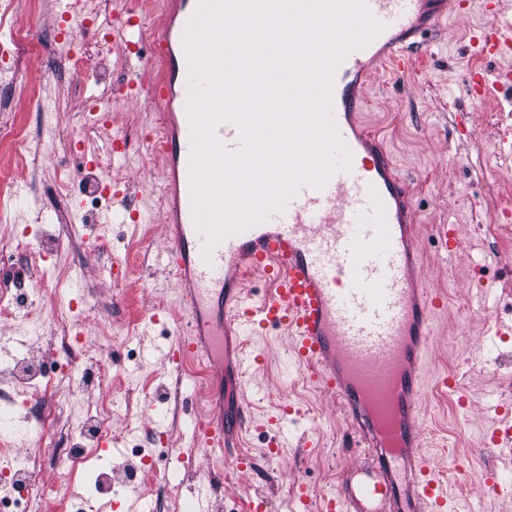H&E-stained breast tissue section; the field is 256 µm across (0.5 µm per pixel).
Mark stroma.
Wrapping results in <instances>:
<instances>
[{
    "mask_svg": "<svg viewBox=\"0 0 512 512\" xmlns=\"http://www.w3.org/2000/svg\"><path fill=\"white\" fill-rule=\"evenodd\" d=\"M484 22L476 8L452 18L411 71L380 72L365 90V119L413 185L419 244L426 255L420 277L446 300L432 326L420 443L440 469L455 465L463 512H512V497L485 492V475L494 462L480 452L496 408L512 404V335L496 344L481 341L486 321L512 325V153L499 143L503 130L512 128V86L482 102L465 84L472 65L490 73L512 65L507 56L473 57L470 36ZM12 38L11 27L0 26V73L51 97L60 139L98 154L97 175L136 186L135 202L146 213L144 223L129 224L107 201L85 206L73 196L55 205L60 175L79 174L80 155L32 144L0 147V175L14 183L10 216L0 221V271L21 279L32 272L9 248L16 237L33 248L54 239L53 250L34 271L41 289L34 313L54 325L70 317L79 349L99 348L105 357L84 397L68 403L62 416L71 421L96 407L112 410L111 441L95 458L71 469L43 456L44 440L26 421L24 407L10 405L8 417L21 433L16 452L37 456L36 479L50 488L89 487L99 466L127 462L135 468L132 483L153 490L154 512H168L166 491L177 489L186 497L201 481L215 488L210 512H249L257 502L263 512H295L297 487L317 498L330 493L344 471L361 467V458L343 447L346 424L335 398L303 378L281 330L246 334L265 364L248 379L253 421L243 446L256 465L244 474L196 438L197 421L207 411L203 380L179 360L154 351L180 333L179 288L161 262L167 240L155 200L162 164L147 147L157 108L148 93L134 95L125 88L140 63L115 52L104 61L119 88L105 108L109 127L128 145L125 155L107 157L99 155L100 143L82 120L85 101L100 97V85L89 78L50 88L53 59L33 53L17 62ZM22 153L28 160L24 166L17 161ZM38 197L40 221L32 224L28 216ZM439 224L454 230L456 249H447L434 233ZM98 242L105 243V252L90 256ZM79 297L93 299L98 312L60 310V302ZM443 377L455 382L457 393L444 391ZM461 392L469 397L463 406L457 402ZM280 413L285 424L275 434L267 420ZM275 435L285 449L274 460L268 444Z\"/></svg>",
    "mask_w": 512,
    "mask_h": 512,
    "instance_id": "stroma-1",
    "label": "stroma"
}]
</instances>
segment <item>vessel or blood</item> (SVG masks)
Listing matches in <instances>:
<instances>
[{"label":"vessel or blood","instance_id":"vessel-or-blood-1","mask_svg":"<svg viewBox=\"0 0 512 512\" xmlns=\"http://www.w3.org/2000/svg\"><path fill=\"white\" fill-rule=\"evenodd\" d=\"M162 25L145 69L161 63L160 80L147 82L165 103L163 134L154 148L163 162L165 260L173 272L185 332L182 358L204 361L210 396L232 382L235 401L210 411L198 437L210 450L234 449L237 468L250 464L237 447L250 421L242 394L250 363L238 325L287 331L291 354L316 388L333 393L347 435L366 465L344 475L324 512H459L449 492L454 474L440 471L420 448L421 406L428 371L430 320L441 298L417 272L426 257L413 222V188L399 173L380 134L365 126V87L380 68L401 70L456 12L461 0H363L379 31L349 50L331 80L329 115L349 154L322 185L301 184L282 208L209 243L193 203L188 26L200 0H164ZM119 48L139 56L132 37L140 16H116ZM482 54L512 53V27L488 22L478 36ZM466 81L476 99L495 84L512 85V69L488 81L476 69ZM212 135L230 155L244 148L242 127L218 121ZM262 274L269 291L258 310L246 308L245 281ZM487 456L512 463V416L495 420Z\"/></svg>","mask_w":512,"mask_h":512}]
</instances>
